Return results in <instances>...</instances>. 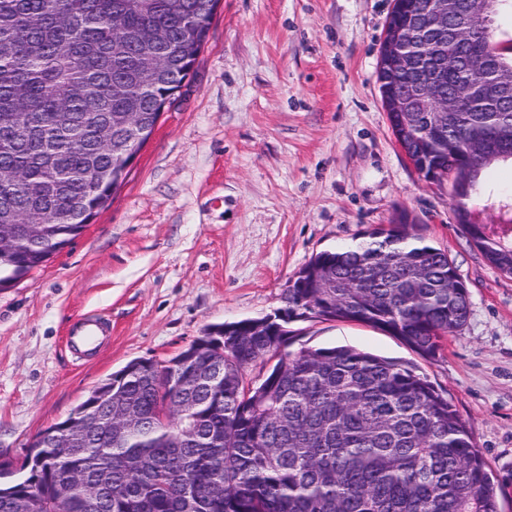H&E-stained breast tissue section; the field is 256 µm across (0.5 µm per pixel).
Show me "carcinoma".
Returning <instances> with one entry per match:
<instances>
[{"mask_svg": "<svg viewBox=\"0 0 512 512\" xmlns=\"http://www.w3.org/2000/svg\"><path fill=\"white\" fill-rule=\"evenodd\" d=\"M218 0H66L69 19L49 0H0V224L70 211L35 239L18 230L0 253V288L42 266L71 243L112 196L119 158L100 146L98 128L118 139L114 116L140 115L152 132L206 40ZM512 0H495L492 20L473 34L497 70L480 101L461 98L442 112L439 141L420 148L392 134L430 182L448 181L455 215L486 260L512 275V199L500 200L495 231L468 221L485 192L487 172L512 164V111L499 94L512 87V38L498 40ZM124 28L112 27L115 18ZM159 26L167 42L137 40ZM165 58L149 75L145 55ZM122 83L126 93L112 94ZM467 288L448 252L415 224L391 222L352 248L315 254L285 290L281 315L209 327L165 364L134 359L96 392L118 400L138 425L118 433L109 422L86 433L60 468L81 465L106 490L94 508L81 493L59 504L55 476L41 465L57 444L39 438L20 470L0 485V512H18L33 493L42 512H499L494 483L448 398L407 365L353 347L289 350L288 323L308 318L361 322L400 337L424 358L465 324ZM224 330V346L208 343ZM196 355L213 369L183 387L174 420L159 417L166 381ZM276 363L250 388L243 372L259 359Z\"/></svg>", "mask_w": 512, "mask_h": 512, "instance_id": "obj_1", "label": "carcinoma"}]
</instances>
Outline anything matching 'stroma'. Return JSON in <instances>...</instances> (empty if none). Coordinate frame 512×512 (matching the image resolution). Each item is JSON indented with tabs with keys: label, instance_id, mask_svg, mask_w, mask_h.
Here are the masks:
<instances>
[{
	"label": "stroma",
	"instance_id": "35a3bbf8",
	"mask_svg": "<svg viewBox=\"0 0 512 512\" xmlns=\"http://www.w3.org/2000/svg\"><path fill=\"white\" fill-rule=\"evenodd\" d=\"M393 0H220L208 41L126 179L74 241L0 288V463L129 361L166 362L208 326L282 307L312 257L397 211L447 250L470 314L439 357L369 325L289 323L290 350L358 348L413 364L465 421L512 512V276L457 223L447 183L396 143L377 83ZM112 326L66 348L73 319Z\"/></svg>",
	"mask_w": 512,
	"mask_h": 512
}]
</instances>
